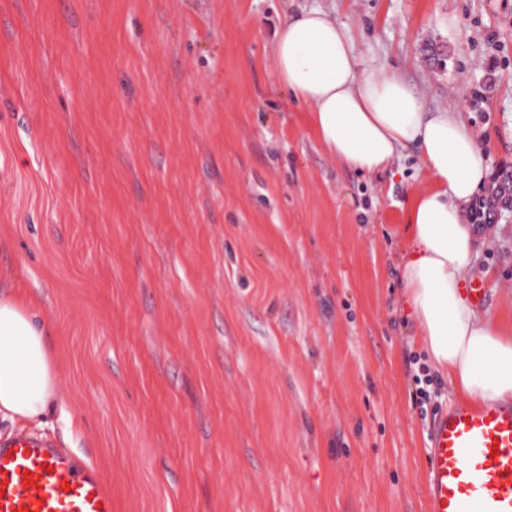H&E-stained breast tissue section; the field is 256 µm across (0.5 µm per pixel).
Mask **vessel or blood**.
<instances>
[{"label": "vessel or blood", "instance_id": "b4317fda", "mask_svg": "<svg viewBox=\"0 0 512 512\" xmlns=\"http://www.w3.org/2000/svg\"><path fill=\"white\" fill-rule=\"evenodd\" d=\"M428 512H512V404H457L431 433ZM0 512H112L100 471L33 438L0 442Z\"/></svg>", "mask_w": 512, "mask_h": 512}]
</instances>
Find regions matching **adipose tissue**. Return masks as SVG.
<instances>
[{
	"instance_id": "adipose-tissue-1",
	"label": "adipose tissue",
	"mask_w": 512,
	"mask_h": 512,
	"mask_svg": "<svg viewBox=\"0 0 512 512\" xmlns=\"http://www.w3.org/2000/svg\"><path fill=\"white\" fill-rule=\"evenodd\" d=\"M278 84L310 113L313 133L336 159L364 173L417 149L423 187L403 226V296L432 365L455 393L512 401V317L479 313L462 288L476 255L464 212L489 177L485 146L460 113L426 111L397 72L357 71L347 30L321 9L284 14L270 46ZM46 328L19 296H0V417L41 425L57 372Z\"/></svg>"
}]
</instances>
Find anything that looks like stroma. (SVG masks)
Returning a JSON list of instances; mask_svg holds the SVG:
<instances>
[{
    "instance_id": "obj_1",
    "label": "stroma",
    "mask_w": 512,
    "mask_h": 512,
    "mask_svg": "<svg viewBox=\"0 0 512 512\" xmlns=\"http://www.w3.org/2000/svg\"><path fill=\"white\" fill-rule=\"evenodd\" d=\"M312 7L512 163V0H0V292L58 375L33 437L105 474L113 512H426L459 399L440 374L416 404L418 154L366 174L317 141L270 60ZM471 231L475 309L511 310L512 223Z\"/></svg>"
}]
</instances>
